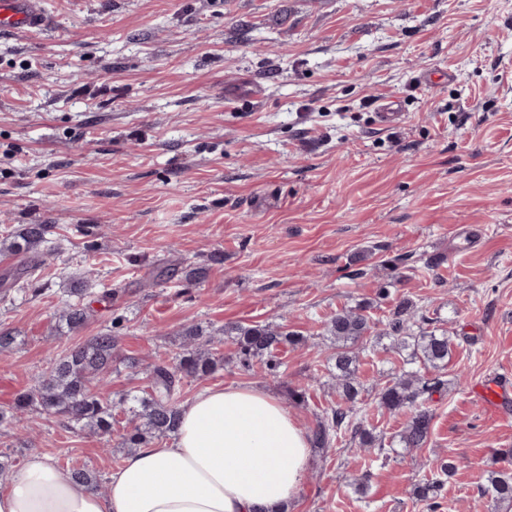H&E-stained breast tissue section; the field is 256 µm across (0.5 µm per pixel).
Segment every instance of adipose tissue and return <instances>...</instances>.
<instances>
[{"mask_svg":"<svg viewBox=\"0 0 512 512\" xmlns=\"http://www.w3.org/2000/svg\"><path fill=\"white\" fill-rule=\"evenodd\" d=\"M310 439L255 383L201 390L179 409L170 442L130 453L107 493L35 453L0 482V512H282L299 493Z\"/></svg>","mask_w":512,"mask_h":512,"instance_id":"obj_1","label":"adipose tissue"}]
</instances>
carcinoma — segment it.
<instances>
[{
    "label": "carcinoma",
    "instance_id": "obj_1",
    "mask_svg": "<svg viewBox=\"0 0 512 512\" xmlns=\"http://www.w3.org/2000/svg\"><path fill=\"white\" fill-rule=\"evenodd\" d=\"M49 232L47 224H24L14 235L3 238L0 244L11 252L31 255L33 263L27 268L26 275L35 279L45 265L41 246L46 243ZM87 294L88 289L74 287L63 302L59 319L72 331L82 328L88 320L89 306L84 303ZM414 324L412 303L407 299L399 300L390 310L389 333L405 339ZM369 330V318L360 307L343 309L329 322L328 331L336 341V352L328 369L348 406L336 407L318 422L313 434V442L318 448L329 447L341 431L349 430L359 438L361 445L386 453L384 438L352 424L361 390L356 376L357 345ZM224 335L236 337L240 363L245 369L254 360L264 358L269 370H277L279 362L273 355L274 349L280 344L294 342L290 333L268 325L241 327L228 324L224 326ZM185 336L190 340V347L175 354L171 362L162 361L152 366L148 390L141 396H127L120 401L131 414L129 423L132 427L122 436V444L127 447L137 448L151 437L173 433L178 412L175 395L183 379L208 375L220 362L209 348L212 343L210 337L193 328L187 330ZM116 342L117 338L109 329L49 358L36 382L16 396L14 410L41 411L59 417L74 428L112 435V410L116 404L103 401L95 388L112 371ZM452 348L453 342L445 331L436 327L422 329L420 335L413 337L408 363H420L425 373L417 369L405 371L378 393L380 408L388 411L410 409L409 420L399 435V442L404 448H420L428 438L432 414L424 407V402L428 396L442 389L443 381L428 376L427 372L445 369ZM67 475L88 483L96 491L100 490L99 480L84 466L70 468ZM442 485L443 480L435 476L416 484L413 494L421 501L432 500ZM488 492L497 502L511 506L512 473L504 472L491 478Z\"/></svg>",
    "mask_w": 512,
    "mask_h": 512
}]
</instances>
